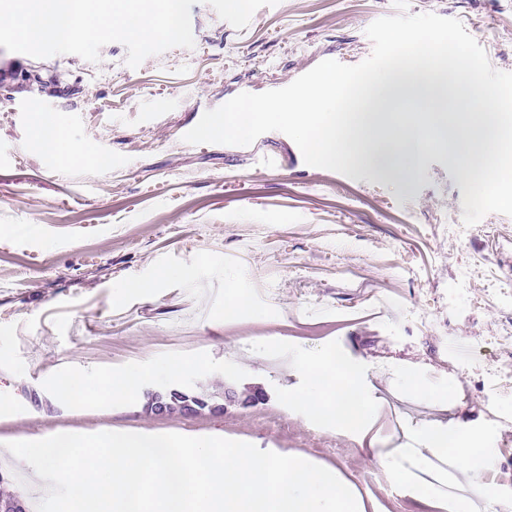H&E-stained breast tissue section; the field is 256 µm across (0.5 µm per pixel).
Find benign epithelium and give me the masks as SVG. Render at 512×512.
<instances>
[{
    "instance_id": "1",
    "label": "benign epithelium",
    "mask_w": 512,
    "mask_h": 512,
    "mask_svg": "<svg viewBox=\"0 0 512 512\" xmlns=\"http://www.w3.org/2000/svg\"><path fill=\"white\" fill-rule=\"evenodd\" d=\"M145 398V409L156 416L176 412L184 415H198L205 412L222 413L228 406L238 402L235 391L228 387L224 388L222 393L182 388L151 390L146 392Z\"/></svg>"
}]
</instances>
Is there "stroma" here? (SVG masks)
I'll return each instance as SVG.
<instances>
[{
    "label": "stroma",
    "instance_id": "stroma-1",
    "mask_svg": "<svg viewBox=\"0 0 512 512\" xmlns=\"http://www.w3.org/2000/svg\"><path fill=\"white\" fill-rule=\"evenodd\" d=\"M408 11L459 19L512 72V0H409ZM395 12L392 0H280L239 30L199 0L194 48L135 69L118 42L96 63L0 47V70L42 76L0 96V397L11 402L0 445L56 432L221 434L336 471L364 512H457L435 486L395 483L389 455L417 447L421 429L476 426L487 466L463 483L482 512H512L492 491L512 479V424H491L485 371L454 356L459 343L485 349L512 317L486 293L492 273L512 276V217L485 216L502 228L495 238L450 236L466 176L440 150L410 173L346 176L308 166L278 131L247 146L182 140L239 93L366 59V28ZM38 112L82 161L33 146ZM151 280L152 297L130 287ZM330 352L370 384L364 429L315 419L300 401L297 363ZM128 371L141 382L126 399L54 389L68 375ZM227 385L268 399L221 415L144 410L148 390ZM417 385L425 396L399 444L386 397Z\"/></svg>",
    "mask_w": 512,
    "mask_h": 512
}]
</instances>
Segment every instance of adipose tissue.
Returning <instances> with one entry per match:
<instances>
[{"mask_svg":"<svg viewBox=\"0 0 512 512\" xmlns=\"http://www.w3.org/2000/svg\"><path fill=\"white\" fill-rule=\"evenodd\" d=\"M300 370L313 381L311 389L302 397L310 415L351 423L359 422L370 415L371 409L366 400L367 387L360 380L356 369L344 359L327 354L314 362L301 364ZM134 385V379L129 377L106 376L89 382L75 376L64 382L63 390L73 400H119L130 395ZM469 440V435L464 432L457 433L450 440L442 431L430 428L424 430L419 447L400 451V460L393 469L394 479L400 482L410 480L411 468L417 458L427 453H443L450 445L456 450L455 461L461 473L472 474L479 460L469 452Z\"/></svg>","mask_w":512,"mask_h":512,"instance_id":"obj_1","label":"adipose tissue"}]
</instances>
